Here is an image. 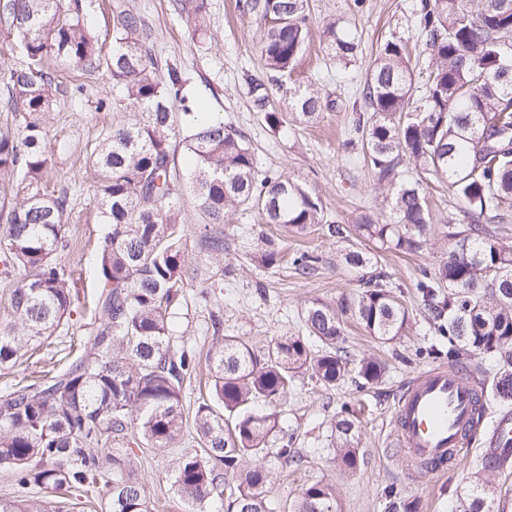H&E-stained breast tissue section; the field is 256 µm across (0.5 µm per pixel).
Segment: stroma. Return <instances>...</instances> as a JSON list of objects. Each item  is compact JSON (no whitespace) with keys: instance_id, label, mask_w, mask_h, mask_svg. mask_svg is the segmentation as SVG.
Instances as JSON below:
<instances>
[{"instance_id":"stroma-1","label":"stroma","mask_w":512,"mask_h":512,"mask_svg":"<svg viewBox=\"0 0 512 512\" xmlns=\"http://www.w3.org/2000/svg\"><path fill=\"white\" fill-rule=\"evenodd\" d=\"M418 0H308L309 40L291 74L293 82L317 81L336 107L311 121L294 120L271 130L254 111L247 82L261 74L262 60L256 24L239 13L236 0H207L209 31L191 39L186 22L173 8L174 0H127L143 14L152 31L159 72L174 67L191 81L196 102L222 117L249 145L260 172H283L318 197L328 218L340 224L359 223L363 215L380 219L382 211L373 190L371 169L362 151H345L355 114L362 109L359 88L382 40L395 35L407 42L417 73H424L429 51L417 35ZM359 44L351 62L339 64L321 40L324 19ZM61 92L48 127L46 150L51 174L49 194H67L69 207L63 227L64 245L56 263L73 290L71 314L49 345L23 364L0 372V388L31 384L46 371H60L80 355L91 336V310L99 293L98 250L106 231L94 199V172L89 159L103 135L132 117L135 107L118 98L109 75L101 69L66 70L58 75ZM180 222L185 230L188 277L185 297L176 320V335L195 349L207 350L217 336H237L263 350L282 336H302V311L309 301H337L358 289V273L343 260L349 249L366 252L372 263L399 284L401 299L410 312L407 336L383 344L368 336L353 320L344 322V339L353 359L374 356L385 362L383 382L371 388L345 379L327 389L301 374L286 398L275 408L278 428L267 443L262 464L273 479L267 498L274 512H289L307 483L328 480L336 485L338 512H386V494L396 491L419 503V512H452L458 495L475 482L496 491L504 512H512V465L488 472L480 461L488 445L485 432H476L458 464L443 474L428 470L406 473L398 449L391 446L392 416L397 397L408 380L431 368L422 349L435 343L415 283L422 269L447 257L450 247L432 239L413 255L381 250L353 235L332 238L314 231L301 237L283 236L265 223L258 209L238 211L232 223L216 228L224 239V259L215 261L199 227L205 217L191 193H184ZM308 251L319 263L307 277H297L290 264L269 265L270 251ZM358 409L360 462L356 470L336 462L334 417L342 405ZM293 435L299 462L284 464L277 457L282 438ZM193 427L172 447L148 451L141 458L138 477L155 512H184L171 477L174 460L194 448Z\"/></svg>"}]
</instances>
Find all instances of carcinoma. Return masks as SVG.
Returning <instances> with one entry per match:
<instances>
[{
    "mask_svg": "<svg viewBox=\"0 0 512 512\" xmlns=\"http://www.w3.org/2000/svg\"><path fill=\"white\" fill-rule=\"evenodd\" d=\"M189 36L207 35V0H175ZM255 21L265 75L249 79L255 111L271 128L285 119L311 118L336 107L318 86L285 85L308 42L305 0H237ZM80 0H3L0 12L20 39L24 65L9 71V96L0 108L22 114L16 128L0 127V272H19L0 321V370L55 335L70 315L72 294L56 264L68 208L65 195L46 194L50 166L47 126L58 90L56 73L103 68L115 94L137 108L133 118L105 135L91 155L95 199L108 225L100 250V294L93 335L62 373L43 382L0 391V470L12 479V496L0 512H75L99 501L101 512H151L137 481L136 449L171 447L186 423L183 388L198 359L173 333L182 303L186 254L178 216L183 173L172 140L180 139L194 160L190 180L207 219L204 237L215 258L224 241L213 225L231 222L256 207L266 223L300 236L312 228L349 237L344 224L324 214L319 199L284 173H259L242 138L215 116L197 117L187 79L170 67H155L151 30L126 0H112V50L104 54L85 26ZM418 36L430 50L427 77L413 97L415 66L400 38L379 46L362 88L366 110L354 119L348 144L365 150L375 190L388 220L357 225L380 246L418 252L436 235L426 192L432 180H448L463 205V221L444 224L448 260L423 271L416 291L436 335L447 349L428 357L459 366L467 358L496 360L491 372L471 365L482 401L480 424L494 403L512 405V240L491 224L512 213V0H420ZM327 51L339 61L357 44L334 21L323 25ZM288 100V112L270 100L271 85ZM345 262L365 272L358 290L337 304L315 299L303 310L309 335L321 343L311 353L300 336H282L266 351L235 337L216 340L208 352L209 398L198 402L193 428L198 448L181 454L174 484L186 512H202L211 496L224 493V474L236 479L227 512H272L266 499L271 471L247 463L262 455L277 422L271 409L299 373L324 387L349 374L342 316L392 343L410 330V313L398 286L357 249ZM318 257L302 252L292 265L299 277ZM364 387L378 384L382 362L361 358L354 366ZM233 421L224 432L225 418ZM336 460L345 469L359 463L354 421L340 411L334 423ZM38 489L66 496L67 509L49 508L32 495ZM293 512H337L336 486L305 485ZM455 512H496L488 484L457 497Z\"/></svg>",
    "mask_w": 512,
    "mask_h": 512,
    "instance_id": "cac0c4a2",
    "label": "carcinoma"
}]
</instances>
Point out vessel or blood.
Listing matches in <instances>:
<instances>
[{
    "instance_id": "1",
    "label": "vessel or blood",
    "mask_w": 512,
    "mask_h": 512,
    "mask_svg": "<svg viewBox=\"0 0 512 512\" xmlns=\"http://www.w3.org/2000/svg\"><path fill=\"white\" fill-rule=\"evenodd\" d=\"M477 394L465 371L445 365L425 370L406 383L393 417L395 447L404 467L441 471L467 442Z\"/></svg>"
}]
</instances>
